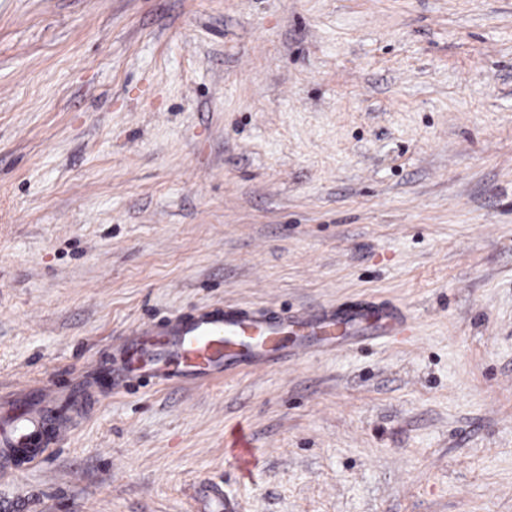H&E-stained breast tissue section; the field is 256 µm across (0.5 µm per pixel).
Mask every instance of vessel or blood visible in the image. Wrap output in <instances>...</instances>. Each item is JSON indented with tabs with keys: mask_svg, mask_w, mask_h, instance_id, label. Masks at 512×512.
Returning <instances> with one entry per match:
<instances>
[{
	"mask_svg": "<svg viewBox=\"0 0 512 512\" xmlns=\"http://www.w3.org/2000/svg\"><path fill=\"white\" fill-rule=\"evenodd\" d=\"M369 307L307 308L294 313L257 315L246 310L198 311L184 317L135 327L124 343L125 358L112 369V385L153 378L164 387L206 384L245 367L287 363L315 345H332L337 333L359 335L370 325ZM46 420L26 413L18 417L9 448L44 445Z\"/></svg>",
	"mask_w": 512,
	"mask_h": 512,
	"instance_id": "1",
	"label": "vessel or blood"
}]
</instances>
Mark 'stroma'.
<instances>
[{
  "mask_svg": "<svg viewBox=\"0 0 512 512\" xmlns=\"http://www.w3.org/2000/svg\"><path fill=\"white\" fill-rule=\"evenodd\" d=\"M354 303L404 334L111 384L142 322ZM26 385L66 435L0 512H512V0H0Z\"/></svg>",
  "mask_w": 512,
  "mask_h": 512,
  "instance_id": "35a3bbf8",
  "label": "stroma"
}]
</instances>
